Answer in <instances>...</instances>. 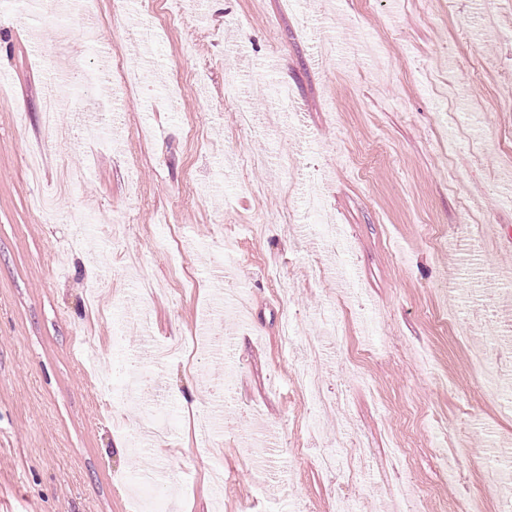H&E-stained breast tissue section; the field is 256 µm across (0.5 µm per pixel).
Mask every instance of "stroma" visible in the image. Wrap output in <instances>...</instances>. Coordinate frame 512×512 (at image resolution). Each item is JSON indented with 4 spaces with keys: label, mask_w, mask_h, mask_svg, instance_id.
<instances>
[{
    "label": "stroma",
    "mask_w": 512,
    "mask_h": 512,
    "mask_svg": "<svg viewBox=\"0 0 512 512\" xmlns=\"http://www.w3.org/2000/svg\"><path fill=\"white\" fill-rule=\"evenodd\" d=\"M145 3L129 0L124 28L97 47L72 27L55 58L136 61ZM488 14L512 28V0H206L200 22L156 38L140 89L113 82L119 128L101 114L105 135L90 138L94 97L76 87L61 147L42 123L51 74L35 57L50 25L0 0V512H133L131 484L149 475L175 488L172 512H214L218 473L223 512H332L352 459L373 512L391 509L382 472L425 481L445 512L476 491L499 512L482 477L512 469V410L479 388L472 360L486 347L512 386L497 342L512 337V252L499 247L512 231V42L483 30ZM238 108L253 115L242 132ZM70 168L86 171L72 192ZM313 183L326 189L320 216L300 206ZM39 194L65 197L67 215L44 222L29 205ZM129 212L114 245L107 227ZM275 267L288 293L270 287ZM238 294L246 315H214ZM130 302L149 321L128 320L123 347L163 351L153 396L168 409L167 439L138 455L139 415L106 408L125 386L112 326ZM291 316L295 343L324 337L319 384L349 396L315 430L281 339ZM207 323L228 357L200 341ZM85 327L111 393L80 362ZM224 378L233 393L219 403L210 386ZM206 409L223 424L200 448ZM404 431L421 440L407 469L394 449ZM328 451L333 475L318 465Z\"/></svg>",
    "instance_id": "35a3bbf8"
}]
</instances>
